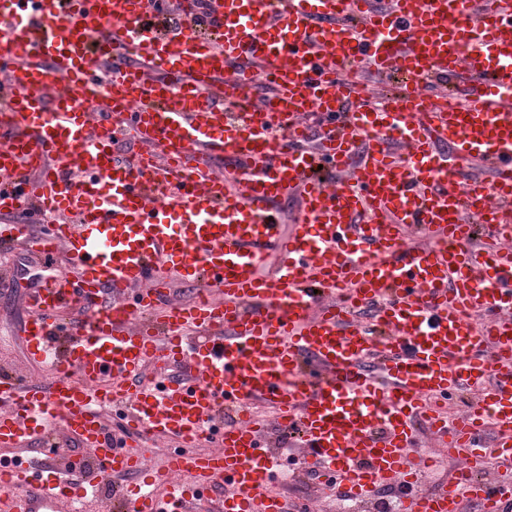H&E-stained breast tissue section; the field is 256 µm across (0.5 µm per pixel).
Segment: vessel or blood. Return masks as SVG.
Returning a JSON list of instances; mask_svg holds the SVG:
<instances>
[{"mask_svg":"<svg viewBox=\"0 0 512 512\" xmlns=\"http://www.w3.org/2000/svg\"><path fill=\"white\" fill-rule=\"evenodd\" d=\"M153 9L0 0V246L37 261L23 334L53 377L0 375V512H71L121 474L143 482L118 512H293L289 472L361 501L401 488V512L463 492L512 512V0ZM360 63L402 92L369 103ZM423 429L456 485L420 490ZM152 438L176 443L164 469ZM69 440L93 468L17 454Z\"/></svg>","mask_w":512,"mask_h":512,"instance_id":"b4317fda","label":"vessel or blood"}]
</instances>
